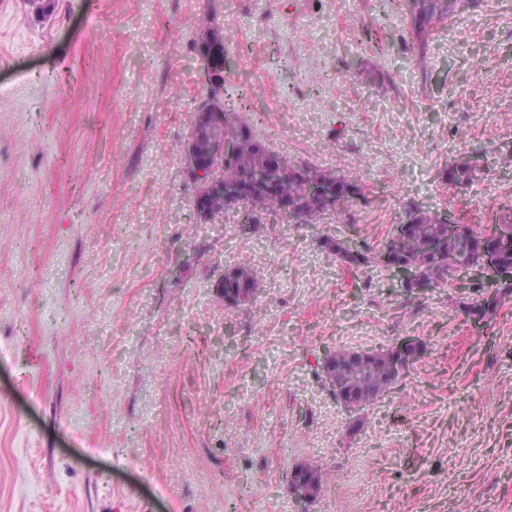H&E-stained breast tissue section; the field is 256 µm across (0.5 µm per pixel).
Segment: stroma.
Masks as SVG:
<instances>
[{"instance_id": "obj_1", "label": "stroma", "mask_w": 512, "mask_h": 512, "mask_svg": "<svg viewBox=\"0 0 512 512\" xmlns=\"http://www.w3.org/2000/svg\"><path fill=\"white\" fill-rule=\"evenodd\" d=\"M206 14L255 139L362 197L245 234L197 218ZM465 158L478 177L449 183ZM510 204L512 0L423 56L404 0H0V512H512V295L471 316L485 291L323 245L377 254L410 206L481 228ZM238 266L263 282L232 307ZM406 337L423 349L374 405L336 402L330 353ZM297 463L327 478L301 507ZM325 244L330 248H334L336 253L344 259L345 263H349L356 268H360L371 263V258L367 251H362L358 248L352 249L348 244L345 246L338 241H333L332 239L326 240ZM304 464H296L292 467L289 477L290 494L295 504H305L317 498L320 489L311 483L300 481L297 475L302 471Z\"/></svg>"}]
</instances>
